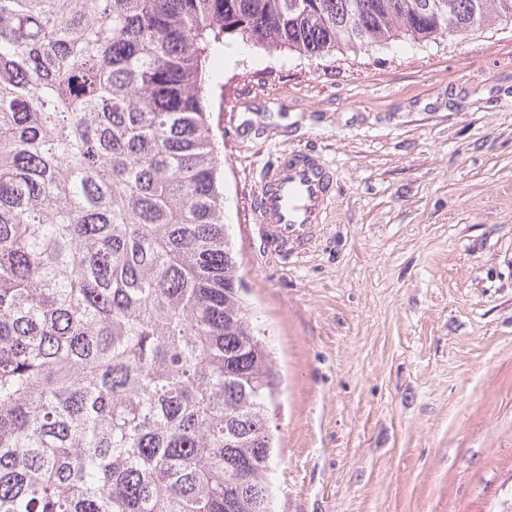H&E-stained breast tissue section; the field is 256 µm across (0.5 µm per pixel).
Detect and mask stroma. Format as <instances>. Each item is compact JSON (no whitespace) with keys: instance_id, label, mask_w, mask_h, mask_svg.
I'll use <instances>...</instances> for the list:
<instances>
[{"instance_id":"obj_1","label":"stroma","mask_w":512,"mask_h":512,"mask_svg":"<svg viewBox=\"0 0 512 512\" xmlns=\"http://www.w3.org/2000/svg\"><path fill=\"white\" fill-rule=\"evenodd\" d=\"M214 66L225 220L273 359L275 512H506L512 23L312 58L235 40ZM295 152L335 186L285 259L258 199Z\"/></svg>"}]
</instances>
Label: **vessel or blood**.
Masks as SVG:
<instances>
[{
  "mask_svg": "<svg viewBox=\"0 0 512 512\" xmlns=\"http://www.w3.org/2000/svg\"><path fill=\"white\" fill-rule=\"evenodd\" d=\"M332 198L331 174L311 154L281 155L265 171L261 186L266 246L286 256L290 245H304Z\"/></svg>",
  "mask_w": 512,
  "mask_h": 512,
  "instance_id": "b4317fda",
  "label": "vessel or blood"
}]
</instances>
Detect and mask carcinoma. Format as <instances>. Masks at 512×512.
Masks as SVG:
<instances>
[{
	"mask_svg": "<svg viewBox=\"0 0 512 512\" xmlns=\"http://www.w3.org/2000/svg\"><path fill=\"white\" fill-rule=\"evenodd\" d=\"M512 0H0V512H273L270 352L209 121L224 39L427 43Z\"/></svg>",
	"mask_w": 512,
	"mask_h": 512,
	"instance_id": "obj_1",
	"label": "carcinoma"
}]
</instances>
